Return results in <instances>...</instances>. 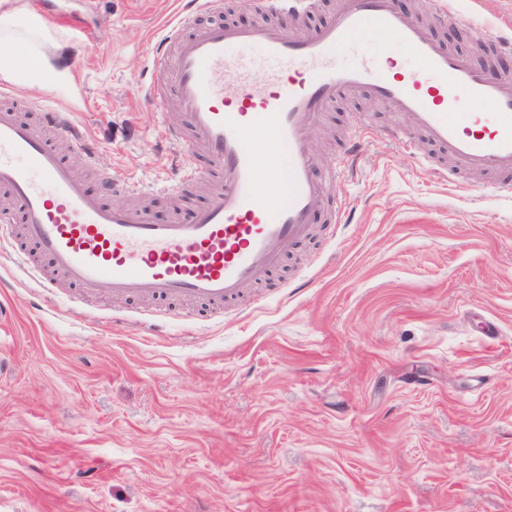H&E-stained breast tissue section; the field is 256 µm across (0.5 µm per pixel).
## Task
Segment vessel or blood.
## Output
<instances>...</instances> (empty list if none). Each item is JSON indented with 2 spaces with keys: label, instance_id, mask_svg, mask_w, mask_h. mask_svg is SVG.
Segmentation results:
<instances>
[{
  "label": "vessel or blood",
  "instance_id": "vessel-or-blood-1",
  "mask_svg": "<svg viewBox=\"0 0 512 512\" xmlns=\"http://www.w3.org/2000/svg\"><path fill=\"white\" fill-rule=\"evenodd\" d=\"M235 4L254 11L252 26L224 20L226 0L182 12L155 54L163 75L148 86L159 111L172 106L189 119L186 129L168 128V141L203 149L222 185L191 222L157 223L144 209L105 204L38 127L0 107V190L21 214L18 260L33 246L59 277L99 296L234 303L267 281L289 243L310 235L327 186L313 176L308 131L337 98L358 93L405 115L407 127L383 131L404 148L418 136L465 171L512 170V76L444 50L393 0H336L334 24L304 37L290 24L319 0ZM370 29L394 36L401 55L342 61L341 50ZM48 118L94 165L84 126Z\"/></svg>",
  "mask_w": 512,
  "mask_h": 512
}]
</instances>
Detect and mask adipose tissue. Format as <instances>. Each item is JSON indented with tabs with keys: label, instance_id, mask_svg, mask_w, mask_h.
Wrapping results in <instances>:
<instances>
[{
	"label": "adipose tissue",
	"instance_id": "obj_1",
	"mask_svg": "<svg viewBox=\"0 0 512 512\" xmlns=\"http://www.w3.org/2000/svg\"><path fill=\"white\" fill-rule=\"evenodd\" d=\"M19 12V7L0 0V41L8 45L0 51V77L18 86L34 80L50 85L69 83V74L55 70L40 50L52 35L51 25L36 16L26 29H18Z\"/></svg>",
	"mask_w": 512,
	"mask_h": 512
}]
</instances>
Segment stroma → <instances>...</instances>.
I'll use <instances>...</instances> for the list:
<instances>
[{
	"label": "stroma",
	"instance_id": "obj_1",
	"mask_svg": "<svg viewBox=\"0 0 512 512\" xmlns=\"http://www.w3.org/2000/svg\"><path fill=\"white\" fill-rule=\"evenodd\" d=\"M23 3L74 81L0 94L87 128L97 171L60 149L90 193L190 222L209 163L145 95L184 0ZM453 7L512 39V0ZM404 124L337 100L309 131L314 176L357 137L356 176L221 312L48 292L0 245V512H512V198L418 166L380 134ZM101 170L139 194H103Z\"/></svg>",
	"mask_w": 512,
	"mask_h": 512
}]
</instances>
